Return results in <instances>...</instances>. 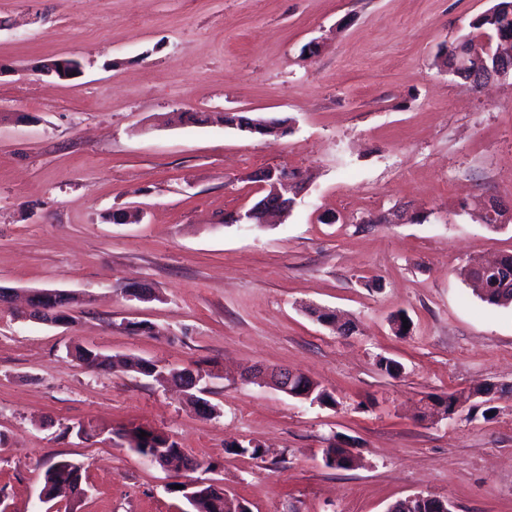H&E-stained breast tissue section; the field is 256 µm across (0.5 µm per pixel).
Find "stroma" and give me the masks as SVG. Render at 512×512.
<instances>
[{"label":"stroma","instance_id":"1","mask_svg":"<svg viewBox=\"0 0 512 512\" xmlns=\"http://www.w3.org/2000/svg\"><path fill=\"white\" fill-rule=\"evenodd\" d=\"M497 2L0 0V286L83 299L65 326L0 305L6 512H46L50 458L86 469L76 512H185L172 475L124 440L138 426L251 512H387L418 494L512 512V395L498 393L512 384V306L460 274L512 254V219L493 229L471 207L512 205V78L473 93L437 57ZM61 57L81 74L40 72ZM180 112L288 130L265 139L173 122ZM269 167L304 175L292 211L227 223ZM135 208L141 222L114 223ZM132 285L153 298L129 297ZM79 346L205 370L215 412L137 372L85 368ZM255 366L301 371L336 404L244 381ZM479 385L491 404L430 416L431 397ZM80 424L97 436L78 437ZM332 444L356 466L325 468Z\"/></svg>","mask_w":512,"mask_h":512}]
</instances>
